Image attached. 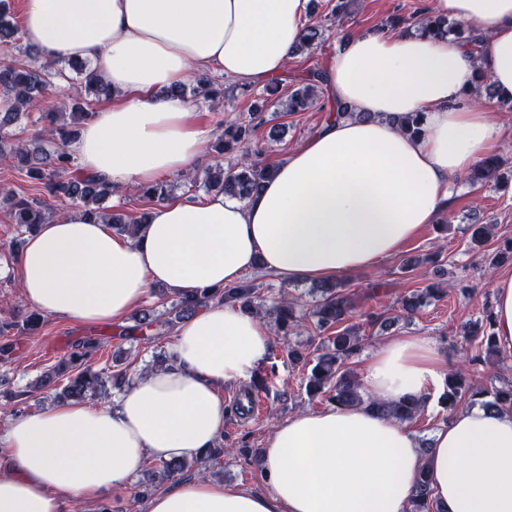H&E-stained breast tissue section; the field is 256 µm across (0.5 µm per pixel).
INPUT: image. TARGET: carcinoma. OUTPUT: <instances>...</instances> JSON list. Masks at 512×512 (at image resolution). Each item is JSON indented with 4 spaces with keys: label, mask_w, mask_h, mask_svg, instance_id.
Listing matches in <instances>:
<instances>
[{
    "label": "carcinoma",
    "mask_w": 512,
    "mask_h": 512,
    "mask_svg": "<svg viewBox=\"0 0 512 512\" xmlns=\"http://www.w3.org/2000/svg\"><path fill=\"white\" fill-rule=\"evenodd\" d=\"M417 25L433 36L464 38L473 45L482 43V38L473 33V30L467 31L464 24L451 23L446 18L426 17L418 21ZM18 34V26L11 21L9 7L5 0H0V42L13 43L17 40ZM321 38V26L309 23L302 31L296 49L300 51L306 47L311 48ZM77 73L81 74L77 94H92L96 99H107L112 96L110 85L103 81L99 71L91 65L79 64ZM49 76L47 65L0 63V157L4 156L5 145H10V154L17 160L18 169L26 170L28 177L38 181L47 196L54 199L66 198L78 203L85 214L104 224L112 225L115 232L131 238L136 237L144 220L128 224L114 215H104L100 210V204L112 195V185L100 178L81 174L76 158L69 151V145L76 140L81 126L95 117L94 112L82 107L80 111L71 113L68 122L65 121V113L57 109L48 108L42 112L40 120L45 123L44 133L47 142L51 144L49 149L36 147L31 150L20 143H8V128L19 121L23 112L43 100ZM304 81L306 85L288 95L283 103L284 111L303 112L316 104L321 94V84L324 83V73H311ZM188 94L215 102L224 98V88L216 86L208 79H199L190 89L179 86L171 92V98H183ZM423 121L424 113L414 112L399 118V127L403 132L416 136L423 131ZM261 123V113L252 112L247 118L223 124L213 150L222 156L235 149L240 152V163L227 170L219 162L207 168L203 177L206 189L246 198L257 192L262 183L273 174L274 167L262 164L258 153L251 150L253 135ZM503 164L504 161L497 155L486 156L472 167L466 181L473 185H487L491 182L496 184L500 179ZM134 191L155 202H162L169 197V185L164 181H157L146 187H136ZM0 200L8 204L13 223L28 233L34 232L38 225L46 223L51 218L45 202L41 200L14 194H5ZM320 293V298L315 300L310 311L311 317L320 328L343 326L354 313V297L332 284L321 286ZM442 296L443 289L429 285L417 294L403 297L401 307L404 313L411 315L430 301ZM258 300L259 286L244 281L213 293L180 297L176 318L181 320L192 316L198 309L211 302L237 303L243 309L256 311ZM267 313L275 317L283 340H288L289 333L298 325L300 319L294 303L283 298L273 304ZM328 342V351L317 357V362L306 380V391L309 395L316 396L327 392L330 394V400L338 406H358L365 403L370 409L400 421L414 419L423 407V402L419 400L390 403L373 399L367 401L362 397L360 381L344 368L346 360L361 346L362 336L356 326H343V329L328 339ZM96 348L95 342H80L75 345L68 363L77 368V372L68 376L65 383L55 385L59 396L72 399L92 398L108 383L117 391L130 385L122 357L113 358L109 371L103 368L95 370L87 364V358ZM466 395L471 400L482 399L490 406L512 410V384L489 391L469 382L463 373L449 371L441 403L451 411ZM432 506V488L427 475L423 473L418 480L416 495L410 502L409 512H430Z\"/></svg>",
    "instance_id": "1"
}]
</instances>
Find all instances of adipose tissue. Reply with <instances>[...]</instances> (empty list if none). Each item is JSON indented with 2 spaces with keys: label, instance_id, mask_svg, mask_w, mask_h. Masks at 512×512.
Returning a JSON list of instances; mask_svg holds the SVG:
<instances>
[{
  "label": "adipose tissue",
  "instance_id": "obj_1",
  "mask_svg": "<svg viewBox=\"0 0 512 512\" xmlns=\"http://www.w3.org/2000/svg\"><path fill=\"white\" fill-rule=\"evenodd\" d=\"M309 0H25V41L43 58L97 63L114 97L72 145L83 173L117 188L196 169L210 140L196 100L159 89L209 76L280 77ZM472 25L481 47L427 34L340 32L325 72L347 117L288 153L246 199L156 204L137 238L74 209L40 225L18 259L26 301L84 324L121 319L161 286L177 295L235 284L261 267L288 281L350 277L400 251L448 205L449 187L501 133L464 102L477 70L512 95V0H430ZM425 115L418 136L389 116ZM494 332L512 348V274L496 275ZM273 339L259 316L222 304L176 329L169 365L139 376L116 405L67 402L11 418L0 437V512H72L73 499L127 487L146 459L200 458L224 430V384L246 378ZM450 364L424 336H394L362 384L386 402L426 400ZM270 493L194 478L147 512H406L420 470L446 512H512V412L473 406L437 429L429 452L403 423L365 406L302 411L258 458Z\"/></svg>",
  "mask_w": 512,
  "mask_h": 512
}]
</instances>
